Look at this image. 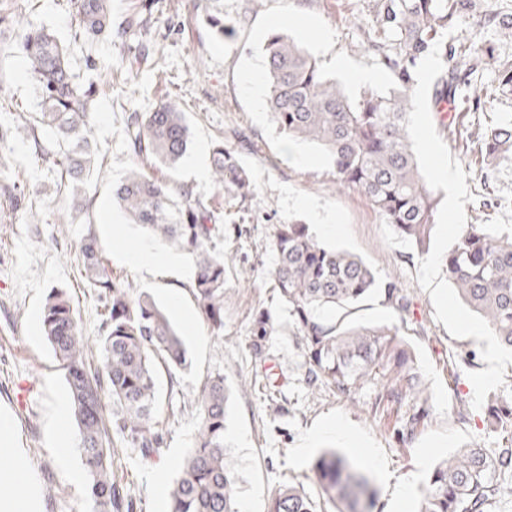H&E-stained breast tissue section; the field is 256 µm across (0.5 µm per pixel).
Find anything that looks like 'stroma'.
<instances>
[{"mask_svg": "<svg viewBox=\"0 0 512 512\" xmlns=\"http://www.w3.org/2000/svg\"><path fill=\"white\" fill-rule=\"evenodd\" d=\"M377 0H111L112 33H80L70 0H0V18L25 13L68 50L70 67L80 80L94 84L90 140L103 161L93 173L80 204H73L48 161L54 153L52 132L32 130L40 110L35 84L17 58L9 29L0 30V86L19 106L0 112V412L11 418L14 438L1 467L11 469L23 454L43 504V512H94L86 482H75L82 468L77 448L61 454L58 434L76 436L74 419L57 423L54 406L67 392L51 347L42 334L41 314L48 296L66 291L81 317L85 335L101 333L100 305L81 277L77 246L94 234L117 278L148 291L181 332L187 347L184 369L159 372L157 393L164 445L158 458L143 461L137 450L117 448L113 470L134 499L133 512H166L168 493L155 480H175L178 465L192 448L197 429L194 400L207 376L223 373L229 389L224 446L237 476L240 512H266L272 491L283 483L317 495L311 463L326 449L359 462L377 490L375 512H416L421 487L443 458L478 446L488 454L512 443L490 425L492 405L512 399V363L506 388L489 392L481 408L471 405L470 371L486 369L472 338L452 337L435 318L429 292L418 284L416 247L383 223L367 199L352 188L337 187L333 167L315 145L289 143L267 111L257 110L247 78L262 71V48L271 29L301 41L329 77H345L333 65L342 57L350 66L377 69L363 44L359 23L372 19ZM498 27L466 19L461 37L490 45L512 59V0H495ZM142 21L140 32L121 35L130 16ZM239 31L237 41H217L210 18ZM316 21L333 34L331 45L314 39L306 27ZM177 100L190 128L187 153L177 169L146 164L153 177L184 183L196 198L223 214L231 208L211 177L217 142L234 146L232 131L249 136L255 148L242 152L254 181L255 198L244 223H224L216 242L228 262L224 271V330L214 332L203 319L192 288L194 259L181 253L177 267L161 266L138 274L123 253L140 227L130 224L112 199V186L133 165L126 141L127 112H147L161 100ZM512 123V87L467 112L441 137L453 158L488 118ZM466 184L473 197L467 221L512 225V162L501 164L490 185L477 168ZM492 190L498 207L491 216L478 197ZM309 225L324 244L360 256L380 282H395L412 301L410 314L399 315L383 291H375L353 317L361 326L398 327L409 344L429 394V412L407 442L396 434L395 409L374 407L366 388L346 398L309 388L306 358L294 319L274 288L272 239L276 225ZM271 316L268 335L254 333V317ZM330 433L318 434L319 426ZM313 437L308 455L297 456L299 441Z\"/></svg>", "mask_w": 512, "mask_h": 512, "instance_id": "35a3bbf8", "label": "stroma"}]
</instances>
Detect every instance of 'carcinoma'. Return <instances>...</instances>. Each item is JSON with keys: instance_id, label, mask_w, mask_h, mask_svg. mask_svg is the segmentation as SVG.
I'll list each match as a JSON object with an SVG mask.
<instances>
[{"instance_id": "cac0c4a2", "label": "carcinoma", "mask_w": 512, "mask_h": 512, "mask_svg": "<svg viewBox=\"0 0 512 512\" xmlns=\"http://www.w3.org/2000/svg\"><path fill=\"white\" fill-rule=\"evenodd\" d=\"M73 5L85 32L112 30L109 0H73ZM466 17L486 25L497 22L490 0H377L366 43L393 84L385 94L366 89L354 99L298 41L276 30L264 44L266 104L278 129L290 139L320 146L332 162L336 185L361 192L382 221L422 254L435 225L437 200L406 131L410 91L421 59L448 25ZM9 27L38 84L41 110L35 122L58 137L52 163L77 202L97 166L89 139L96 90L72 73L67 51L54 35L33 29L22 15L12 17ZM441 58L444 70L435 81L433 107L444 126V104L473 97L478 107L481 99L491 98L487 88L472 83L480 65L497 64L500 86H512V63L497 59L491 46L445 41ZM126 137L135 167L115 187L113 200L130 222L194 257L193 294L203 318L219 333L224 330L225 257L214 239L221 232L222 214L196 199L189 186L150 177L141 168L146 160L177 166L188 148L184 113L170 99L150 112H131ZM473 153L481 157L480 176L487 184L500 164L512 162V126L483 128L463 155L465 165H471ZM211 172L229 205L246 211L254 191L236 149L218 143ZM273 249L274 288L304 341L307 385L348 397L373 386L375 407L414 410L397 428L402 440L412 437L428 406L413 353L395 326L354 327L349 322L358 304L379 286L375 273L357 255L321 243L306 224L276 225ZM79 256L82 276L100 301L103 334L96 339L83 334L80 316L62 292L44 304L42 329L65 372L77 448L96 512H123L132 501L113 475V441L138 450L146 461L157 455L164 437L156 366L172 376L186 366L187 351L164 309L148 293L112 276L93 234L81 241ZM445 266L462 302L512 348V226L469 225L446 253ZM384 291L400 315L410 312V301L396 283H386ZM226 402L224 375L209 377L195 399V442L179 465L167 512H239L237 477L224 454ZM312 470L322 500L284 483L274 490L267 512H328L322 504L338 502L350 512H372L373 493L360 465L329 449L318 455ZM497 470H512V447L493 457L474 447L448 456L423 487L418 512H488L492 500L512 495V486L494 479Z\"/></svg>"}]
</instances>
